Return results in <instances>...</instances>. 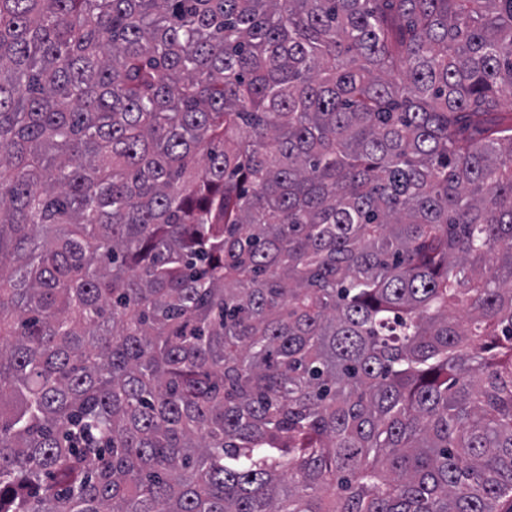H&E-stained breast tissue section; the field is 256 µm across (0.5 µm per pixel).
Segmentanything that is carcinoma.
<instances>
[{
    "label": "carcinoma",
    "mask_w": 512,
    "mask_h": 512,
    "mask_svg": "<svg viewBox=\"0 0 512 512\" xmlns=\"http://www.w3.org/2000/svg\"><path fill=\"white\" fill-rule=\"evenodd\" d=\"M512 0H0V512H512Z\"/></svg>",
    "instance_id": "1"
}]
</instances>
